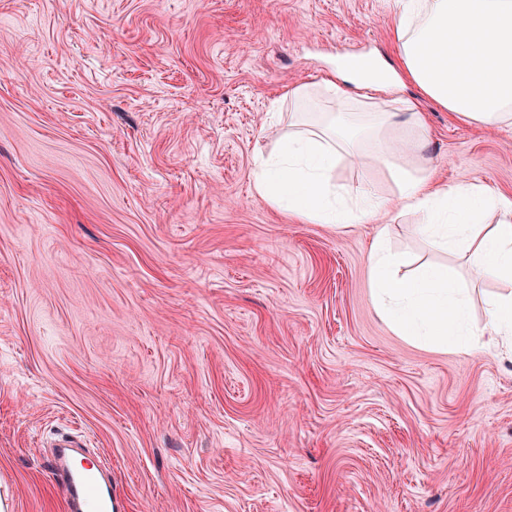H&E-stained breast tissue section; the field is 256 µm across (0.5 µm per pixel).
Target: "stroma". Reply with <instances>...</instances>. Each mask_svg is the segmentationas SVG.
<instances>
[{
    "instance_id": "1",
    "label": "stroma",
    "mask_w": 512,
    "mask_h": 512,
    "mask_svg": "<svg viewBox=\"0 0 512 512\" xmlns=\"http://www.w3.org/2000/svg\"><path fill=\"white\" fill-rule=\"evenodd\" d=\"M394 0H0V495L66 512L78 436L123 512H512V353L396 335L372 219L254 189L292 85L398 66ZM444 183L512 195V128L412 84ZM333 182L391 198L352 157ZM389 222L406 274L468 263ZM480 326L500 283L475 280Z\"/></svg>"
}]
</instances>
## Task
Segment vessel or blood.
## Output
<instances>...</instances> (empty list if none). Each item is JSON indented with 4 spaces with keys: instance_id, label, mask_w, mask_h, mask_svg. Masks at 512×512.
I'll return each instance as SVG.
<instances>
[{
    "instance_id": "obj_1",
    "label": "vessel or blood",
    "mask_w": 512,
    "mask_h": 512,
    "mask_svg": "<svg viewBox=\"0 0 512 512\" xmlns=\"http://www.w3.org/2000/svg\"><path fill=\"white\" fill-rule=\"evenodd\" d=\"M103 468V462L85 455L74 440L63 437L57 441L53 471L69 512H117Z\"/></svg>"
}]
</instances>
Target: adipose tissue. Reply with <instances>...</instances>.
Listing matches in <instances>:
<instances>
[{
  "label": "adipose tissue",
  "instance_id": "1",
  "mask_svg": "<svg viewBox=\"0 0 512 512\" xmlns=\"http://www.w3.org/2000/svg\"><path fill=\"white\" fill-rule=\"evenodd\" d=\"M395 36L407 77L458 119L512 127V0H395ZM335 102L318 121L289 132L277 153L254 171L257 192L304 224H348L393 207L419 215L420 234L460 251L482 277L512 286V198L464 181L436 182L426 157L424 118L416 103L356 109V98L332 79L289 87V101L312 96ZM385 169L390 202L354 191L352 206L336 203L332 173L342 157ZM380 228L369 252L374 294L391 328L471 351L483 338L512 345V295L493 301L482 329L467 320L469 286L453 268L402 275L411 258L387 249Z\"/></svg>",
  "mask_w": 512,
  "mask_h": 512
}]
</instances>
